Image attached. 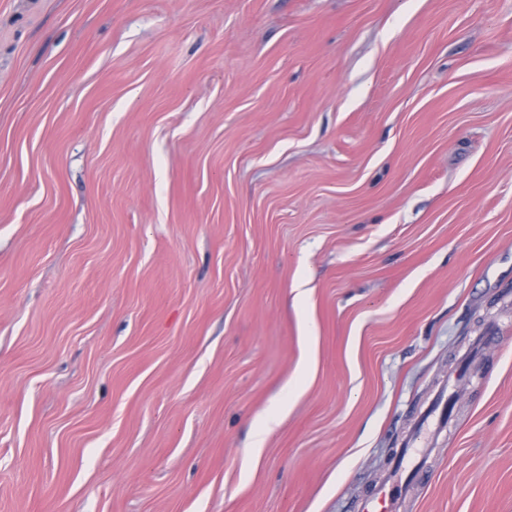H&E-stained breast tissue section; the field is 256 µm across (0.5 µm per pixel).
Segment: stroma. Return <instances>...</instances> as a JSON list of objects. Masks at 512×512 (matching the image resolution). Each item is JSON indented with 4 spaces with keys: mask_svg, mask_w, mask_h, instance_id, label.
<instances>
[{
    "mask_svg": "<svg viewBox=\"0 0 512 512\" xmlns=\"http://www.w3.org/2000/svg\"><path fill=\"white\" fill-rule=\"evenodd\" d=\"M482 336L406 512H512V0H0V512H360Z\"/></svg>",
    "mask_w": 512,
    "mask_h": 512,
    "instance_id": "35a3bbf8",
    "label": "stroma"
}]
</instances>
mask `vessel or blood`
Segmentation results:
<instances>
[{"instance_id":"b4317fda","label":"vessel or blood","mask_w":512,"mask_h":512,"mask_svg":"<svg viewBox=\"0 0 512 512\" xmlns=\"http://www.w3.org/2000/svg\"><path fill=\"white\" fill-rule=\"evenodd\" d=\"M453 404V399L439 396L435 407L420 421L407 447L402 448L395 469L380 483L362 512H402L411 485L420 474L414 462V451L428 446L432 427L447 422L452 414Z\"/></svg>"}]
</instances>
